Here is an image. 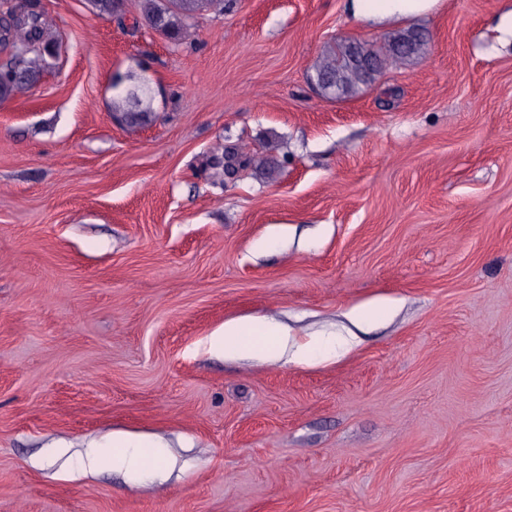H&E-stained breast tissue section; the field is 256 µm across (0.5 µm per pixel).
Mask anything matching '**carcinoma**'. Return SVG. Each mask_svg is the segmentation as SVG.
I'll use <instances>...</instances> for the list:
<instances>
[{
	"label": "carcinoma",
	"instance_id": "obj_1",
	"mask_svg": "<svg viewBox=\"0 0 512 512\" xmlns=\"http://www.w3.org/2000/svg\"><path fill=\"white\" fill-rule=\"evenodd\" d=\"M90 9L106 19L124 20L128 0H88ZM138 16L147 24L160 22L161 34L172 43L189 36L198 17L224 12V0H137ZM0 12L9 21L0 22V101L15 96L46 67V51L53 45L50 22L33 0H0ZM414 29L387 35L376 47L366 42L340 39L326 44L315 60L309 80L316 86L324 81L338 84L340 99L353 98L371 87L388 67L407 66L422 57L428 40L415 39ZM371 55L376 66L370 71L352 64L356 51ZM134 74L118 76L112 84V117L126 130L135 132L156 118L153 95L141 88L138 96L130 92Z\"/></svg>",
	"mask_w": 512,
	"mask_h": 512
}]
</instances>
